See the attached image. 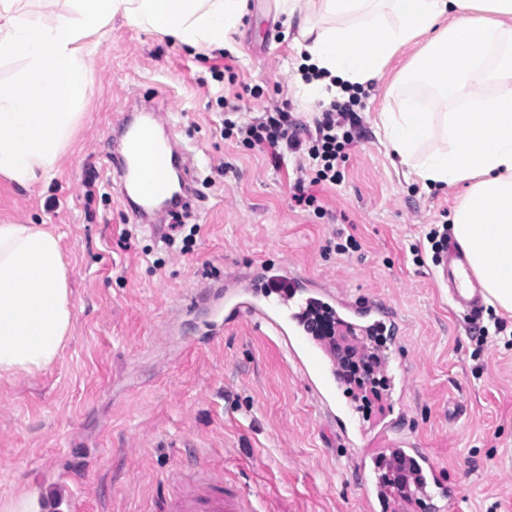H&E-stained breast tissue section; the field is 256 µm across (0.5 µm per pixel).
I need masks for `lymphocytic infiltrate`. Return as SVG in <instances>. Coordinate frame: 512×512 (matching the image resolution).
Here are the masks:
<instances>
[{
    "instance_id": "lymphocytic-infiltrate-1",
    "label": "lymphocytic infiltrate",
    "mask_w": 512,
    "mask_h": 512,
    "mask_svg": "<svg viewBox=\"0 0 512 512\" xmlns=\"http://www.w3.org/2000/svg\"><path fill=\"white\" fill-rule=\"evenodd\" d=\"M357 96H350L347 103H330L317 122V135L310 142H302L296 133L288 111L277 108L261 121L239 124L232 118L239 112L238 104H227L230 116L224 121L225 138H241L244 145L266 149L274 165H282L288 155L306 153L309 163L300 167L293 186L291 201L294 206L314 210L322 214L318 200L313 194L314 186L336 185L342 182V162L348 157L347 151L354 142L353 130L359 127L360 118L353 105Z\"/></svg>"
}]
</instances>
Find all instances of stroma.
<instances>
[{
  "label": "stroma",
  "mask_w": 512,
  "mask_h": 512,
  "mask_svg": "<svg viewBox=\"0 0 512 512\" xmlns=\"http://www.w3.org/2000/svg\"><path fill=\"white\" fill-rule=\"evenodd\" d=\"M280 26L275 0H249L228 58L113 19L55 178L24 187L0 177V223L59 236L73 314L48 368L0 378V512L22 497L49 512H157L174 473L199 463L248 492L255 512H361L369 473L339 446L285 342L248 318L219 333L211 321L225 278L282 263L398 314L412 379L402 397L381 383L358 400L365 448L379 452L382 425L402 410L457 498L399 512H512V318L476 341L426 238L464 188L404 177L375 133L408 57L362 95L343 182L313 189L319 218L290 204L297 156L277 167L221 134L226 97L239 98L244 121L284 104L314 128L321 107L295 87L298 46L290 34L275 40ZM214 65L234 80H214ZM134 99L158 100L196 159L200 198L168 241L135 222L107 162L112 125ZM348 235L359 250L338 253Z\"/></svg>",
  "instance_id": "1"
}]
</instances>
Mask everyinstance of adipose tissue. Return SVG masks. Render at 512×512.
<instances>
[{"instance_id":"1","label":"adipose tissue","mask_w":512,"mask_h":512,"mask_svg":"<svg viewBox=\"0 0 512 512\" xmlns=\"http://www.w3.org/2000/svg\"><path fill=\"white\" fill-rule=\"evenodd\" d=\"M296 26L309 95L367 89L401 52L400 70L436 91L383 106L378 130L424 186L465 185L450 215L486 304L512 314V0H277ZM248 0H0V175L50 181L80 118L97 50L114 17L198 51L233 50ZM72 325L60 240L40 224H0V375L32 376Z\"/></svg>"}]
</instances>
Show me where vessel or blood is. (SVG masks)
<instances>
[{
	"label": "vessel or blood",
	"mask_w": 512,
	"mask_h": 512,
	"mask_svg": "<svg viewBox=\"0 0 512 512\" xmlns=\"http://www.w3.org/2000/svg\"><path fill=\"white\" fill-rule=\"evenodd\" d=\"M164 116L160 110L146 108L141 119L125 118L122 122L123 144L120 152L110 156L113 173L122 178L121 195L130 201L141 219L152 216L151 202L168 199L169 209L176 210L188 201V194L173 193L164 178L166 171L183 167L181 154L161 143L156 128ZM439 266L449 286L455 305L467 309L470 315L480 310V291L476 289L466 255L454 249L444 255ZM325 305L332 309L337 322L367 330L395 326L396 318L387 307L367 300L351 301L315 280L300 279L290 265L280 266L275 276L257 270L248 277L233 276L224 284V323L230 324L249 317L270 326L288 342L289 351L305 376L315 399L329 406L345 385L338 371L329 365L332 353L326 343L317 338L304 312L310 305ZM379 367L390 382L391 392H404L409 369L395 360L392 350L380 351ZM334 419L340 446L352 448L357 434L363 433L354 405L339 408ZM388 460L393 466H407L409 489L403 490L390 481L375 477L373 491L379 501H398L407 490L422 498L432 496L433 487L443 481L435 466L416 441L409 437H386ZM178 490L167 501V512H254L250 496L240 490L225 487L223 478L207 469L182 476Z\"/></svg>",
	"instance_id": "b4317fda"
}]
</instances>
